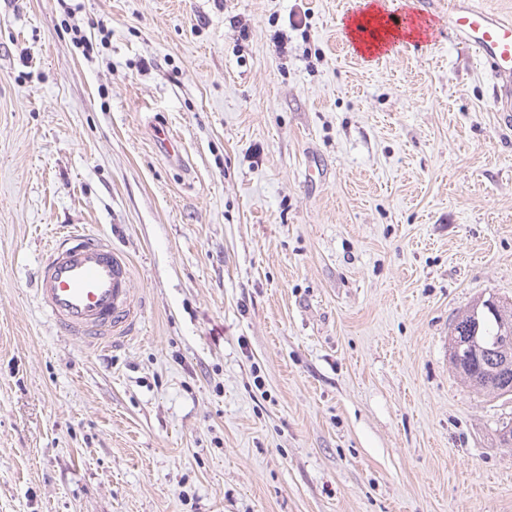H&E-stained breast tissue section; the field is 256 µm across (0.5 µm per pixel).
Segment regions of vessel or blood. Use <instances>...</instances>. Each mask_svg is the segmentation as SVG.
<instances>
[{"instance_id":"b4317fda","label":"vessel or blood","mask_w":512,"mask_h":512,"mask_svg":"<svg viewBox=\"0 0 512 512\" xmlns=\"http://www.w3.org/2000/svg\"><path fill=\"white\" fill-rule=\"evenodd\" d=\"M448 25L477 51L493 82V105L512 122V19L475 5L450 0ZM130 258L93 234L77 228L49 241L35 277L41 307L65 336L101 346L133 334L138 306L132 294Z\"/></svg>"}]
</instances>
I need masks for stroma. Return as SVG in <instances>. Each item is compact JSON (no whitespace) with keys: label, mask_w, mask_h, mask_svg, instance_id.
I'll use <instances>...</instances> for the list:
<instances>
[{"label":"stroma","mask_w":512,"mask_h":512,"mask_svg":"<svg viewBox=\"0 0 512 512\" xmlns=\"http://www.w3.org/2000/svg\"><path fill=\"white\" fill-rule=\"evenodd\" d=\"M362 2L0 0V512H512L448 359L512 300V127L448 0L378 57ZM69 225L133 265L106 348L33 295Z\"/></svg>","instance_id":"stroma-1"}]
</instances>
